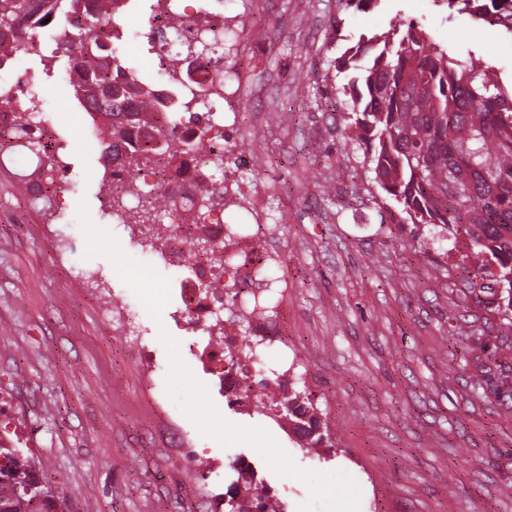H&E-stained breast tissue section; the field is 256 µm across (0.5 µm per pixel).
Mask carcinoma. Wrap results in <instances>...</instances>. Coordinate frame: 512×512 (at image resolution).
I'll list each match as a JSON object with an SVG mask.
<instances>
[{
  "instance_id": "obj_1",
  "label": "carcinoma",
  "mask_w": 512,
  "mask_h": 512,
  "mask_svg": "<svg viewBox=\"0 0 512 512\" xmlns=\"http://www.w3.org/2000/svg\"><path fill=\"white\" fill-rule=\"evenodd\" d=\"M464 5L485 21L496 16L512 31V0H448ZM120 0H97L98 15L65 37L61 52L71 69L81 74L76 95L96 102L89 113L97 124L104 153L123 143L125 166L140 172L165 163L178 171L188 150L178 138L177 114L198 99L184 88L182 72H167L176 103L154 90L155 84L127 71L128 79L113 81L105 42L113 35L104 25L112 5ZM31 15V0H0V67L22 49L19 21ZM186 55L210 63L219 51L214 41H186ZM337 75L347 83L349 96L344 144L366 146L364 161L374 183L385 193L382 204L403 224H421L440 240L465 238L477 262L481 283L469 281L468 293H480L494 303L501 284L512 308V86L495 69L469 52L455 55L432 42L410 23L358 42L334 60ZM0 112L13 114L16 146L32 155V113L16 104L15 95L0 93ZM296 425L317 429L307 402L293 394L276 404ZM64 497L58 487H41L29 456L20 448L0 447V512H57ZM235 512H268L265 494L231 505Z\"/></svg>"
}]
</instances>
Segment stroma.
I'll list each match as a JSON object with an SVG mask.
<instances>
[{
    "label": "stroma",
    "instance_id": "obj_1",
    "mask_svg": "<svg viewBox=\"0 0 512 512\" xmlns=\"http://www.w3.org/2000/svg\"><path fill=\"white\" fill-rule=\"evenodd\" d=\"M200 20L224 16L238 33L224 47V71L240 85L224 88L236 113L224 167V219L255 224L276 243L270 268L280 302L260 348L265 367L296 350L300 367L281 388L307 396L331 445L312 457L303 439L277 430L271 400L230 405L191 341L205 334L167 305L154 321L109 260L84 258L76 223L79 201L111 230L131 257L176 278L165 239L147 240L139 225L116 224L107 204L110 174L101 154L75 148L97 135L68 94V59L58 38L42 35L40 53L18 54L0 72L28 73L46 96L45 116L61 170L73 187L42 183L36 199L32 165L0 151V429L16 434L39 475L65 488L63 512H211L210 495L230 491L231 461L252 457L287 512L310 498L300 480L274 473L249 445L221 446L194 434L187 416L171 419L169 359L160 330L178 340L180 356L230 422L260 427L303 469L341 470L361 488L360 512H512V401L494 395L497 371L481 392L469 382L473 340L498 343L502 318L464 296L472 271L465 239L441 241L426 228L381 217L364 148L344 145L338 116L347 97L334 60L360 35L386 30L393 16L414 22L432 42L474 52L512 81V31L474 20L444 0H200ZM156 0H134L117 45L125 66L166 81L147 41ZM248 161L249 177L234 172ZM131 323L112 328L108 302ZM154 353L144 378L140 346Z\"/></svg>",
    "mask_w": 512,
    "mask_h": 512
}]
</instances>
